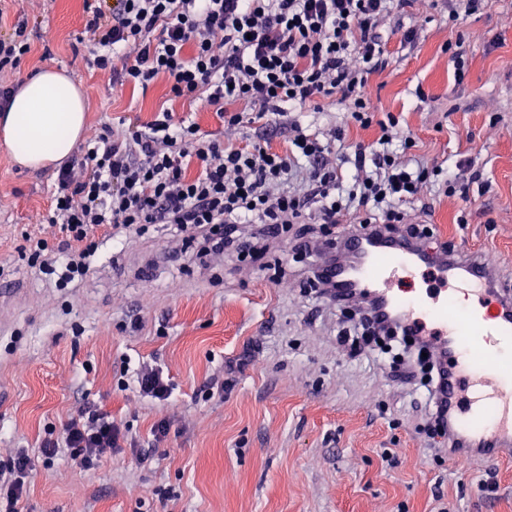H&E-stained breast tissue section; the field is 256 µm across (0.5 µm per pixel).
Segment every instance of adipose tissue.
I'll return each mask as SVG.
<instances>
[{"mask_svg":"<svg viewBox=\"0 0 512 512\" xmlns=\"http://www.w3.org/2000/svg\"><path fill=\"white\" fill-rule=\"evenodd\" d=\"M85 112L83 92L66 72L40 71L21 82L0 111V141L16 166L61 163L85 136Z\"/></svg>","mask_w":512,"mask_h":512,"instance_id":"1","label":"adipose tissue"}]
</instances>
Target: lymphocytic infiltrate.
Instances as JSON below:
<instances>
[{"instance_id":"1","label":"lymphocytic infiltrate","mask_w":512,"mask_h":512,"mask_svg":"<svg viewBox=\"0 0 512 512\" xmlns=\"http://www.w3.org/2000/svg\"><path fill=\"white\" fill-rule=\"evenodd\" d=\"M84 34L98 51L92 65L115 83L149 87L165 78L171 99L216 112L226 128L248 125L253 139L233 142L161 109L154 120L123 118L85 143L56 176L46 221L55 237L22 232L20 259L73 288L103 241L122 247L169 227L176 254H217L246 263L260 251L312 255L346 234L378 232L425 240V192L462 195L481 174L415 161L416 141L389 115L378 118L371 76L389 65L379 29L395 5L412 0H83ZM29 20L0 16V107L9 77L31 51ZM346 105L350 123L378 127L376 140L354 141L337 156L332 141L303 126L293 110ZM287 147L272 148L269 135ZM358 311L354 356L375 355L379 335L400 333L408 378L427 372L431 437H448L446 362L394 317ZM138 441L94 404L80 405L61 432L40 445L44 460L65 454L80 467ZM31 457L16 453L0 468V512H23Z\"/></svg>"}]
</instances>
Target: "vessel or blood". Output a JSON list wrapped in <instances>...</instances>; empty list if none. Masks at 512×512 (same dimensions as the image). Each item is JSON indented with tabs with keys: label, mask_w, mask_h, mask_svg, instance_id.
Segmentation results:
<instances>
[{
	"label": "vessel or blood",
	"mask_w": 512,
	"mask_h": 512,
	"mask_svg": "<svg viewBox=\"0 0 512 512\" xmlns=\"http://www.w3.org/2000/svg\"><path fill=\"white\" fill-rule=\"evenodd\" d=\"M350 262L328 269L337 302L363 293L448 358V421L480 458L512 446V291L479 261L435 260L426 246L383 235L343 243ZM435 287H424L427 278ZM471 296L460 303L459 294Z\"/></svg>",
	"instance_id": "vessel-or-blood-1"
}]
</instances>
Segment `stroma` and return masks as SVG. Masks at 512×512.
<instances>
[{"mask_svg": "<svg viewBox=\"0 0 512 512\" xmlns=\"http://www.w3.org/2000/svg\"><path fill=\"white\" fill-rule=\"evenodd\" d=\"M10 0L31 16V51L14 76L52 67L87 89V136L121 117L153 119L169 107L202 132L220 133L215 112L168 98L165 80L148 89L113 86L80 42L83 0ZM469 60L457 80L442 48L454 31L435 17L415 43L390 36V67L371 79L379 115L393 113L416 154L444 167L471 160L488 185L468 198L435 201L438 241L482 255L512 280V0H489L466 22ZM52 168L12 165L0 149V287L25 302L0 330V461L17 447L36 451L71 411L89 402L141 438L167 419L170 432L148 460L116 453L91 470L67 457L36 463L24 512H512V462H450L418 426L421 389L387 364L351 359L336 336L341 308L302 295L299 268L280 283L221 258H173L159 226L124 250L104 242L87 277L57 288L19 259L22 231L43 221L55 191ZM468 223L456 225L459 211ZM149 362L168 371L164 406L120 390L125 371ZM395 458L382 460L385 449ZM498 474L497 492L477 483Z\"/></svg>", "mask_w": 512, "mask_h": 512, "instance_id": "obj_1", "label": "stroma"}]
</instances>
